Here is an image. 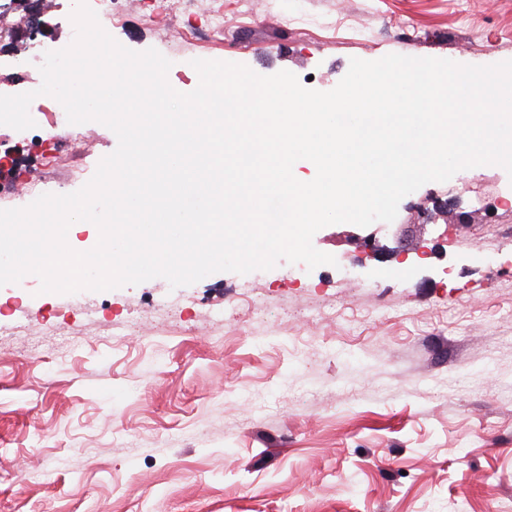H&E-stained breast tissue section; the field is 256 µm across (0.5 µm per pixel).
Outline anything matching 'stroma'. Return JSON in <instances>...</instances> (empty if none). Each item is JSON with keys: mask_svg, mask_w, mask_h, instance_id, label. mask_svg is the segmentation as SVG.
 I'll use <instances>...</instances> for the list:
<instances>
[{"mask_svg": "<svg viewBox=\"0 0 512 512\" xmlns=\"http://www.w3.org/2000/svg\"><path fill=\"white\" fill-rule=\"evenodd\" d=\"M75 4L37 0L23 21L59 50ZM111 34L158 50L181 92L195 59L328 91L354 58L512 60V0H195L162 22L130 0ZM33 119L0 141L23 146L16 178L43 194L81 189L118 144L88 123L54 170L50 116ZM396 221L428 251L416 269L377 221L317 231L336 263L311 271L0 287V512H512V177L427 183Z\"/></svg>", "mask_w": 512, "mask_h": 512, "instance_id": "35a3bbf8", "label": "stroma"}]
</instances>
